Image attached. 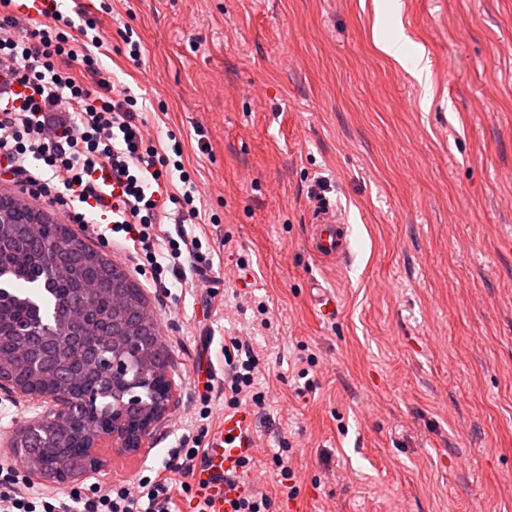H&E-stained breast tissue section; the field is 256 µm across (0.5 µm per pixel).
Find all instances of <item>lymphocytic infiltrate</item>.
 I'll use <instances>...</instances> for the list:
<instances>
[{
	"label": "lymphocytic infiltrate",
	"mask_w": 512,
	"mask_h": 512,
	"mask_svg": "<svg viewBox=\"0 0 512 512\" xmlns=\"http://www.w3.org/2000/svg\"><path fill=\"white\" fill-rule=\"evenodd\" d=\"M105 43L83 9L70 14L56 2L34 19L17 12L16 0H0V161L30 198L50 201L99 239L121 235L130 252L144 255L155 287L183 282L190 273L206 276L213 262L197 238L181 243L155 232L169 218L177 224L197 219L200 191L184 169L180 143L166 155L146 140L136 98L116 87L102 65ZM176 180L179 196L168 191ZM244 349L234 339L224 352L231 408L246 399L257 406L264 401L252 389L256 362ZM208 433L204 424L183 436L181 459L165 462L154 476L90 497L74 491L59 504L1 463L8 486L0 491V512H176L174 494L192 493Z\"/></svg>",
	"instance_id": "1"
}]
</instances>
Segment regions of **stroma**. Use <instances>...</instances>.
Returning <instances> with one entry per match:
<instances>
[{
	"label": "stroma",
	"mask_w": 512,
	"mask_h": 512,
	"mask_svg": "<svg viewBox=\"0 0 512 512\" xmlns=\"http://www.w3.org/2000/svg\"><path fill=\"white\" fill-rule=\"evenodd\" d=\"M82 2L155 144L181 142L201 193L186 231L214 263L167 301L145 291L174 395L137 453L100 449L99 483L169 459L200 368L223 388L224 345L243 336L273 512H512V0ZM400 31L429 86L376 47ZM318 194L348 216L338 267L308 249ZM42 404L0 387V460L19 465L12 436Z\"/></svg>",
	"instance_id": "35a3bbf8"
}]
</instances>
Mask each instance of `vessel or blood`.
<instances>
[{"label":"vessel or blood","mask_w":512,"mask_h":512,"mask_svg":"<svg viewBox=\"0 0 512 512\" xmlns=\"http://www.w3.org/2000/svg\"><path fill=\"white\" fill-rule=\"evenodd\" d=\"M310 252L323 263L341 265L352 252L351 233L344 211L328 198L316 200L310 217ZM253 413L243 407L225 413L215 445L208 452L199 475L198 492L209 503V512H230V502L238 497L251 474L243 473L241 459L254 456L256 441Z\"/></svg>","instance_id":"vessel-or-blood-1"}]
</instances>
